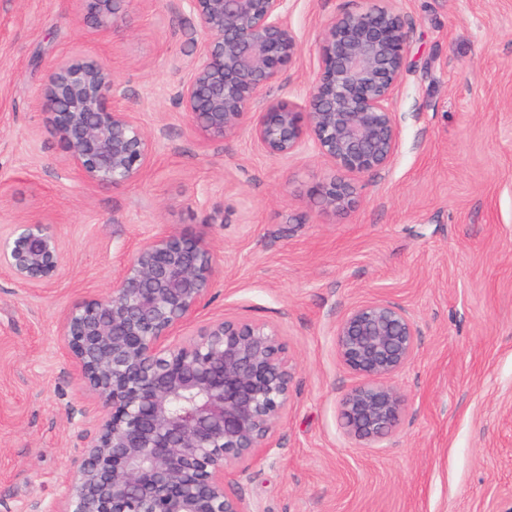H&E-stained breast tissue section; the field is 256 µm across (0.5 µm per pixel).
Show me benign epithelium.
<instances>
[{"mask_svg": "<svg viewBox=\"0 0 512 512\" xmlns=\"http://www.w3.org/2000/svg\"><path fill=\"white\" fill-rule=\"evenodd\" d=\"M84 2L100 26L130 4ZM178 7L197 19L202 41L173 99L202 140L246 130L273 157L310 141L333 166L359 175L391 162L400 138L392 100L408 52L406 23L391 6L330 22L305 108L275 98L258 111L253 105L298 51L287 0H178ZM119 92L108 67L77 54L51 65L42 92L66 168L100 187L136 182L154 153L135 113L112 105ZM353 194L336 178L313 190L332 213L349 208ZM0 266L22 286L43 288L65 274L67 257L52 226L21 222L0 232ZM218 277L204 236L166 228L140 243L108 296L67 310L64 348L101 412L67 496L50 512H249L227 473L241 477L276 459L294 372L273 325L226 314L193 327ZM336 347L361 378L340 401L343 427L375 444L402 425L404 399L388 380L415 356L416 324L395 303L370 299L339 319Z\"/></svg>", "mask_w": 512, "mask_h": 512, "instance_id": "1", "label": "benign epithelium"}]
</instances>
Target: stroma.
Here are the masks:
<instances>
[{
    "instance_id": "stroma-1",
    "label": "stroma",
    "mask_w": 512,
    "mask_h": 512,
    "mask_svg": "<svg viewBox=\"0 0 512 512\" xmlns=\"http://www.w3.org/2000/svg\"><path fill=\"white\" fill-rule=\"evenodd\" d=\"M373 0H288L299 50L267 98L304 106L330 20ZM408 54L392 102L388 166L347 174L353 205L322 212L311 190L336 168L306 145L274 158L248 132L206 143L169 91L201 32L175 0H131L108 27L83 0H0V227L59 232L68 269L38 290L0 268V512H44L96 431L97 401L62 354L68 308L108 293L148 235L204 234L220 276L197 322L276 326L294 368L277 460L239 492L250 512H512V0H392ZM97 58L156 145L138 182L68 172L40 107L62 54ZM381 297L419 332L390 383L406 416L363 446L339 406L358 379L336 323Z\"/></svg>"
}]
</instances>
